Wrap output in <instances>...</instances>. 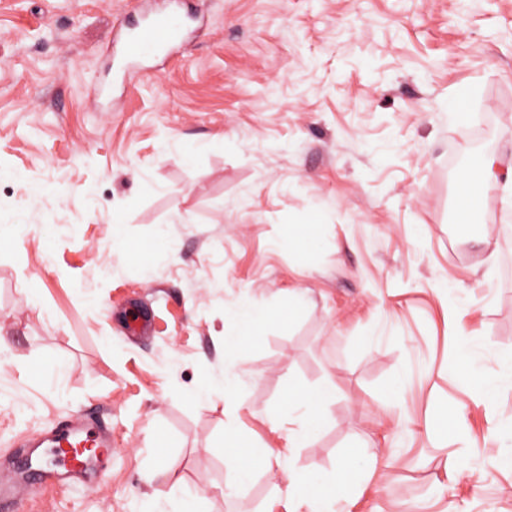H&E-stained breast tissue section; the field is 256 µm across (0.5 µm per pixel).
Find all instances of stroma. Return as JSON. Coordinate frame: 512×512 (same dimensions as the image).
Returning <instances> with one entry per match:
<instances>
[{
    "label": "stroma",
    "mask_w": 512,
    "mask_h": 512,
    "mask_svg": "<svg viewBox=\"0 0 512 512\" xmlns=\"http://www.w3.org/2000/svg\"><path fill=\"white\" fill-rule=\"evenodd\" d=\"M167 2L0 0V469L26 479L25 441L76 413L112 429L94 490L19 512H152L176 479L200 512H294L289 471L350 446L377 471L338 512H512V235L478 182L456 221L468 157L512 164V0H187L173 52L115 75ZM309 213L303 261L281 239ZM295 291L230 347L227 308ZM294 379L333 395L292 448L270 417ZM233 436L277 457L228 498Z\"/></svg>",
    "instance_id": "obj_1"
}]
</instances>
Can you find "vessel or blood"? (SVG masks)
Here are the masks:
<instances>
[{"mask_svg": "<svg viewBox=\"0 0 512 512\" xmlns=\"http://www.w3.org/2000/svg\"><path fill=\"white\" fill-rule=\"evenodd\" d=\"M178 18L168 12L156 13L148 22L136 27L122 41L121 51L129 60H142L171 47L179 34ZM31 449H44L48 460L45 475L61 483H72L88 457L109 455L112 436L101 430L90 417L75 414L60 427L49 441L32 440Z\"/></svg>", "mask_w": 512, "mask_h": 512, "instance_id": "vessel-or-blood-1", "label": "vessel or blood"}]
</instances>
